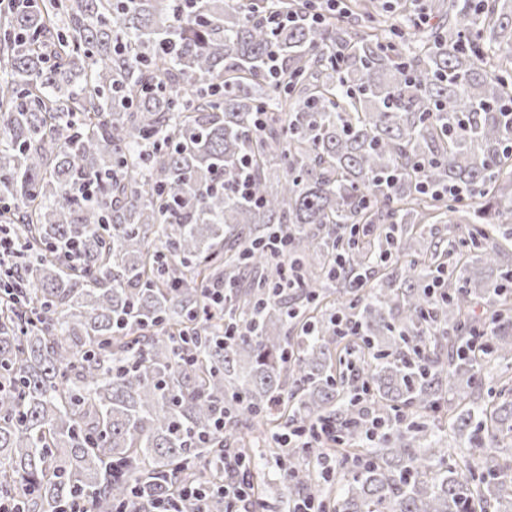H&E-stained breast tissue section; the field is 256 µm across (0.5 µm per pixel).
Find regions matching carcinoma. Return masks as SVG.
<instances>
[{"label": "carcinoma", "instance_id": "cac0c4a2", "mask_svg": "<svg viewBox=\"0 0 512 512\" xmlns=\"http://www.w3.org/2000/svg\"><path fill=\"white\" fill-rule=\"evenodd\" d=\"M312 8L0 13V266L19 285L0 301V495L24 512L78 494L151 512L262 439L288 482L266 508L512 512V251L477 228L512 239V0H431L427 26L401 4ZM281 230L302 310L261 301ZM366 407L389 437L367 438ZM323 419L343 470L278 447Z\"/></svg>", "mask_w": 512, "mask_h": 512}]
</instances>
